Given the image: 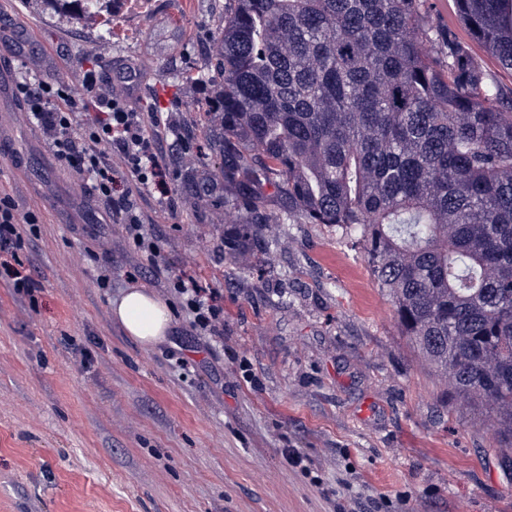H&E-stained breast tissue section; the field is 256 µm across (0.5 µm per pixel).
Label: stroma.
Listing matches in <instances>:
<instances>
[{
    "instance_id": "1",
    "label": "stroma",
    "mask_w": 512,
    "mask_h": 512,
    "mask_svg": "<svg viewBox=\"0 0 512 512\" xmlns=\"http://www.w3.org/2000/svg\"><path fill=\"white\" fill-rule=\"evenodd\" d=\"M112 10L105 51L95 28L42 0H0L23 53L48 58L46 80L106 61L133 70L130 107L190 142L162 155L171 205L139 202L158 247L148 259L28 123L16 67L0 68V190L40 214L19 227L33 297L0 277V512H512V444L402 336L362 252L297 223L259 225L250 249L229 252L242 213L180 190L203 142L197 76L224 0ZM182 273L219 295L221 336L191 327L171 286ZM132 288L168 306L160 344L113 318Z\"/></svg>"
}]
</instances>
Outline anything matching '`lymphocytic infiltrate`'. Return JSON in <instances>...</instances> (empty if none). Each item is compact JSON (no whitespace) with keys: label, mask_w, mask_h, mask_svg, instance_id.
I'll return each mask as SVG.
<instances>
[{"label":"lymphocytic infiltrate","mask_w":512,"mask_h":512,"mask_svg":"<svg viewBox=\"0 0 512 512\" xmlns=\"http://www.w3.org/2000/svg\"><path fill=\"white\" fill-rule=\"evenodd\" d=\"M38 58H19L16 94L30 124L41 131L54 155L86 184L109 218L125 227L139 251L155 256L157 245L144 231L138 202L147 195L169 201L171 187L160 162V140L151 133L143 113L127 103L134 76L111 77L98 68L83 70L78 80L51 83L41 78ZM128 187L115 192L118 179ZM37 213L20 212L13 197L0 192V268L7 271L17 294L33 295L35 281L23 271L18 225L38 223ZM173 288L183 299L191 326L215 333L224 321L216 294L206 292L195 278L181 275Z\"/></svg>","instance_id":"f902f5d3"}]
</instances>
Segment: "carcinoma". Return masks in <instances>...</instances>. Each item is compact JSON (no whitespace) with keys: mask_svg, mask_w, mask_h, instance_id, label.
<instances>
[{"mask_svg":"<svg viewBox=\"0 0 512 512\" xmlns=\"http://www.w3.org/2000/svg\"><path fill=\"white\" fill-rule=\"evenodd\" d=\"M71 16L101 0H43ZM470 37L512 70V0H455ZM429 0H225L205 139L220 170L180 189L231 199L246 248L270 222L328 224L362 250L402 335L456 388L493 402L512 443V95ZM436 54L419 52L421 39Z\"/></svg>","mask_w":512,"mask_h":512,"instance_id":"cac0c4a2","label":"carcinoma"}]
</instances>
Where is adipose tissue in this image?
Masks as SVG:
<instances>
[{"mask_svg": "<svg viewBox=\"0 0 512 512\" xmlns=\"http://www.w3.org/2000/svg\"><path fill=\"white\" fill-rule=\"evenodd\" d=\"M112 314L129 336L145 346L163 340L169 328L166 304L142 288L129 290L120 301L114 303Z\"/></svg>", "mask_w": 512, "mask_h": 512, "instance_id": "1", "label": "adipose tissue"}]
</instances>
